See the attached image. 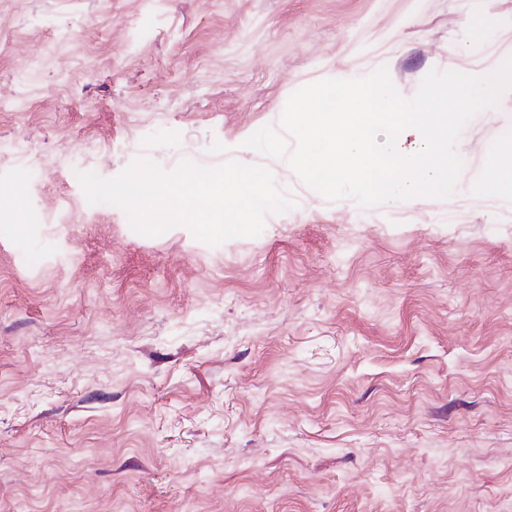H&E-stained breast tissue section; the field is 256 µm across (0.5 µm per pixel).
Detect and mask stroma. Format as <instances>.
<instances>
[{"instance_id": "stroma-1", "label": "stroma", "mask_w": 512, "mask_h": 512, "mask_svg": "<svg viewBox=\"0 0 512 512\" xmlns=\"http://www.w3.org/2000/svg\"><path fill=\"white\" fill-rule=\"evenodd\" d=\"M512 56V0H0V512H512V91L445 200L327 201L246 147L299 88ZM150 159L268 168L210 246L89 204Z\"/></svg>"}]
</instances>
